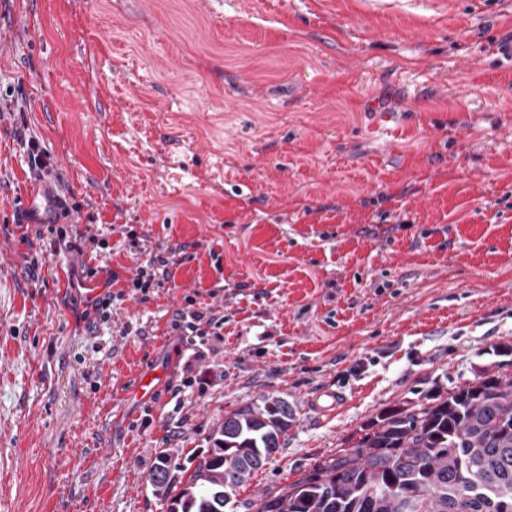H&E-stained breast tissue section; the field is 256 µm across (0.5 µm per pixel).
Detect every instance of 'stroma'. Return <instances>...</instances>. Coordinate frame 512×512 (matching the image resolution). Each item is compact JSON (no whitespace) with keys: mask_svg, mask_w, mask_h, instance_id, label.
<instances>
[{"mask_svg":"<svg viewBox=\"0 0 512 512\" xmlns=\"http://www.w3.org/2000/svg\"><path fill=\"white\" fill-rule=\"evenodd\" d=\"M510 32L512 0H0V512H167L159 458L186 479L273 394L294 418L249 512L381 411L512 377ZM49 195L66 214L24 223ZM190 305L224 319L204 388ZM170 257L165 252H159L150 255L149 259L144 260L133 271V277L130 279L133 288H138L141 292H145L151 288L155 282L161 285L162 281L168 276L167 266L170 263ZM194 366H195V364H193L192 362H189V361L184 362V364L181 368V372H180V374L183 376V378L181 379V382L184 385L197 384L201 387H204L205 385L208 386L212 382L213 377H214V374L212 371L213 367L211 365L202 367L199 364H197V367L199 369H197V371H195ZM184 376H186V377H184Z\"/></svg>","mask_w":512,"mask_h":512,"instance_id":"obj_1","label":"stroma"}]
</instances>
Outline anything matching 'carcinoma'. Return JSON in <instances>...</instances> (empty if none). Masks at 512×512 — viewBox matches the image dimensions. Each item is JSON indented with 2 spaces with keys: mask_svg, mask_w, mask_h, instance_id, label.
I'll list each match as a JSON object with an SVG mask.
<instances>
[{
  "mask_svg": "<svg viewBox=\"0 0 512 512\" xmlns=\"http://www.w3.org/2000/svg\"><path fill=\"white\" fill-rule=\"evenodd\" d=\"M294 413L268 396L224 417L208 456L180 486L167 462L151 478L168 512H224L280 448ZM257 512H512V380L481 374L427 402L393 406L355 445L317 464Z\"/></svg>",
  "mask_w": 512,
  "mask_h": 512,
  "instance_id": "cac0c4a2",
  "label": "carcinoma"
}]
</instances>
